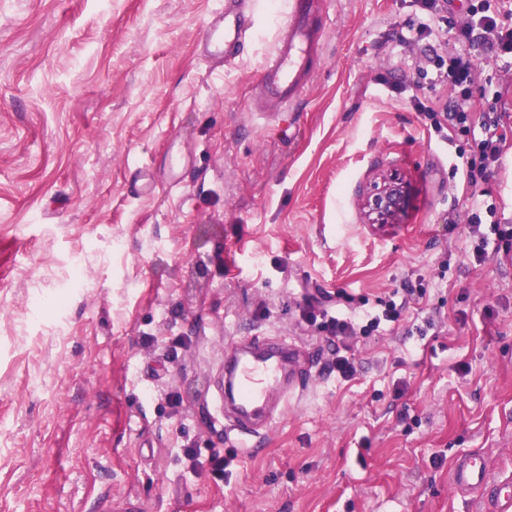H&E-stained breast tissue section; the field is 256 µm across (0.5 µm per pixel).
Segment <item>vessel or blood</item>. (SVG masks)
I'll use <instances>...</instances> for the list:
<instances>
[{"instance_id":"1","label":"vessel or blood","mask_w":512,"mask_h":512,"mask_svg":"<svg viewBox=\"0 0 512 512\" xmlns=\"http://www.w3.org/2000/svg\"><path fill=\"white\" fill-rule=\"evenodd\" d=\"M322 0H283L272 55L263 66L260 112H289L305 91L324 31L317 22ZM256 0H224V8L205 27L201 56L223 65L235 63L254 32ZM311 366L294 345L269 339L234 340L224 346V437L247 444L288 412V399L305 391ZM450 487L475 495L481 512H512V481L491 478L483 455L471 453L455 462Z\"/></svg>"}]
</instances>
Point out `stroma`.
Returning <instances> with one entry per match:
<instances>
[{
    "mask_svg": "<svg viewBox=\"0 0 512 512\" xmlns=\"http://www.w3.org/2000/svg\"><path fill=\"white\" fill-rule=\"evenodd\" d=\"M221 7L0 0V512H478L448 476L475 452L512 478V241L478 264L461 226L477 199L512 225V118L468 187L416 0H326L309 88L267 120L274 7L218 67ZM469 50L475 112L512 100V59ZM393 172L404 207L372 227ZM406 284L419 303L332 372L305 296L347 312ZM249 336L300 345L315 381L219 481L183 451L224 450V344ZM405 196L403 181L396 176L381 178L362 203L367 224H391L401 210Z\"/></svg>",
    "mask_w": 512,
    "mask_h": 512,
    "instance_id": "obj_1",
    "label": "stroma"
}]
</instances>
